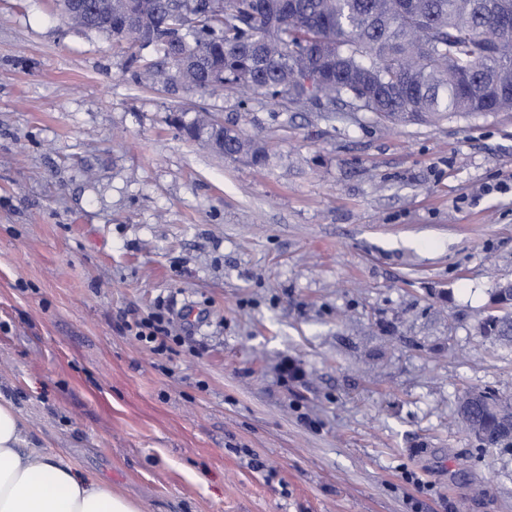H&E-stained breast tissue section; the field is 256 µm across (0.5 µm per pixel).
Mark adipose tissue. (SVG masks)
<instances>
[{
    "label": "adipose tissue",
    "mask_w": 512,
    "mask_h": 512,
    "mask_svg": "<svg viewBox=\"0 0 512 512\" xmlns=\"http://www.w3.org/2000/svg\"><path fill=\"white\" fill-rule=\"evenodd\" d=\"M0 512H140V508L54 450L36 449L27 418L0 397Z\"/></svg>",
    "instance_id": "obj_1"
}]
</instances>
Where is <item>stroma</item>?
<instances>
[{
  "label": "stroma",
  "instance_id": "stroma-1",
  "mask_svg": "<svg viewBox=\"0 0 512 512\" xmlns=\"http://www.w3.org/2000/svg\"><path fill=\"white\" fill-rule=\"evenodd\" d=\"M135 71L55 0H0V396L34 445L141 512H512V451L454 423L466 391L512 398L480 332L512 112L393 127ZM201 103L273 162L185 139ZM160 305L192 323L170 360L123 327Z\"/></svg>",
  "mask_w": 512,
  "mask_h": 512
}]
</instances>
